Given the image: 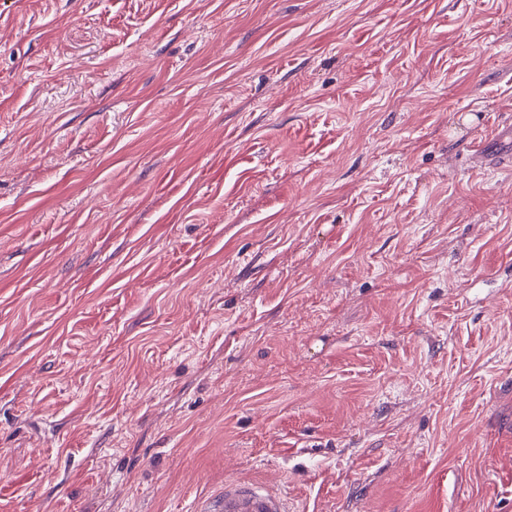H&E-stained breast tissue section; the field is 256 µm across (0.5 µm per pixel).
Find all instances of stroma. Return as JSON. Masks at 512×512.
<instances>
[{"instance_id": "stroma-1", "label": "stroma", "mask_w": 512, "mask_h": 512, "mask_svg": "<svg viewBox=\"0 0 512 512\" xmlns=\"http://www.w3.org/2000/svg\"><path fill=\"white\" fill-rule=\"evenodd\" d=\"M512 0H0V512H512ZM197 512H288L281 491L270 483L245 480L224 484V493L201 502Z\"/></svg>"}]
</instances>
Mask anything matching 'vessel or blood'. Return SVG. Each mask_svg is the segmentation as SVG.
Wrapping results in <instances>:
<instances>
[{
  "label": "vessel or blood",
  "instance_id": "b4317fda",
  "mask_svg": "<svg viewBox=\"0 0 512 512\" xmlns=\"http://www.w3.org/2000/svg\"><path fill=\"white\" fill-rule=\"evenodd\" d=\"M197 512H288V508L274 485L236 480L225 483L223 493L202 501Z\"/></svg>",
  "mask_w": 512,
  "mask_h": 512
}]
</instances>
